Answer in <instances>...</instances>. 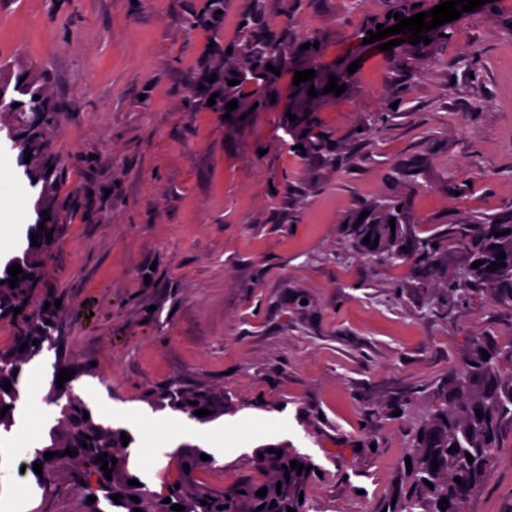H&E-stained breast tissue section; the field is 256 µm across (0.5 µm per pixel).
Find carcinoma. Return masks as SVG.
Segmentation results:
<instances>
[{"mask_svg":"<svg viewBox=\"0 0 512 512\" xmlns=\"http://www.w3.org/2000/svg\"><path fill=\"white\" fill-rule=\"evenodd\" d=\"M387 12L399 13L411 17L427 12L442 0H387ZM226 0H204L199 10L192 12L187 20L191 28H215L224 10ZM264 0H248V8L241 14L235 39L229 43L213 42L207 59L201 63L198 71L190 80L191 92L185 101L189 111L207 106L211 94H217L215 104L210 107L214 112L225 111V105L235 100L236 111L249 112L251 108L261 110L271 104V99H280L282 94V75L307 69L315 70V77L296 86L288 83L289 103L286 111L297 116L290 121L283 116V125L293 145L303 146L294 153L305 161L316 160L325 167H334L338 161L340 141L333 133L322 127L317 112L319 104L334 97V93H323L329 82V75L338 78V84L349 80L347 63L339 61L333 65H319L317 60L322 48L301 49L307 42L315 43L318 37L308 35L302 38L293 36L291 29L285 28L279 33L269 29L263 10ZM388 28L397 24L394 18L371 16L358 29L360 39L369 37L367 31L376 30V25ZM454 23H446L422 35L432 39L429 44L419 42L413 46L409 42L392 47L390 59L405 70L412 69V61L419 58L427 48L448 43L454 36ZM232 52H227V49ZM279 69L280 75L266 69V64ZM216 80L209 83L210 75ZM239 80V84L230 86L229 80ZM318 92L315 97L307 94L309 87ZM20 102L17 108L13 102ZM58 106L50 99L37 74H27L24 82L12 78L10 67H0V114L5 113L26 127V136L19 141L22 151L32 152L27 174L32 179L43 181L51 186L54 172V158L48 152L44 141L46 130L57 122ZM307 135H302V132ZM402 201L396 197L378 199L363 205L347 218V236H355L352 247L364 257L377 260L376 250L388 249L383 265L392 267L396 261L406 258L422 269H435L437 255L445 243L462 245L470 251V263L448 281V299L455 302L467 297L471 287L482 286L499 304L512 306V223L494 224H456L444 235L419 237L413 234L409 226L402 224L404 211L397 210ZM369 215L364 218L365 225L351 230L349 225L355 222L362 212ZM395 219V228H390V219ZM504 229L509 233L494 236ZM62 230L60 224H35L30 234L39 237L38 245L28 246L23 257L13 260L23 269V277L17 286H9L11 279L8 270L0 273V317L14 322L16 333L11 344L0 348V409L7 408L5 416H0V430L11 431L16 422L20 397V384L25 366L38 356L44 347H52L56 342V330L63 323L64 308L55 306V299L48 297L49 308L44 303L32 305L33 292L38 288L44 269L43 258L49 256L55 239ZM52 238H47V234ZM369 243H364V237ZM503 252L505 265L494 270L488 266L498 261L497 253ZM483 261L479 267L472 262ZM22 312L14 314V309ZM28 343V349L19 348ZM483 346L473 344L467 351L463 365L457 369L448 381L437 387L435 406L421 418L413 429V437L406 456L410 458L412 469L402 467L390 482L388 491L378 509L387 512H465V505L471 493L486 482L497 461L499 448L502 447L504 427L512 423V370L504 368V362L512 364V346L502 348L499 353H489L483 359ZM10 381V391L1 384ZM147 401L155 408H170L200 422L214 420L224 415V395L203 385L186 387L177 382L155 388L146 395ZM48 405L59 408L56 424L49 430V441L33 450L30 459L22 461L26 465L24 474L35 480L42 496H47L56 488L61 477L80 491L88 512H173L171 505L184 506L183 512H287L291 507L296 512H309V500L306 492L314 471L297 473L290 468L295 460L304 466H314L312 460L284 445L263 446L253 456L258 476L236 480L231 486L218 489L201 481L197 473L212 464L203 461L200 454L204 450L194 446H182L171 454L168 467L175 469V475L165 477L160 490H152L136 473V462L132 457V434H127L130 444L125 446L121 440L123 429L108 426L94 416L83 418V412L90 411L88 405L77 395L66 394V390L54 385L43 397ZM205 408L211 414L204 417L195 415V411ZM481 416H476V411ZM87 446H82V443ZM457 450L450 453L451 446ZM76 452L71 457L66 449ZM282 455H277V451ZM48 451L55 456L47 460ZM116 458V465H108L112 470V479H107L100 470L103 462L101 455ZM473 461H467L466 455ZM437 459V470H432V459ZM42 464V474L34 473L33 464ZM188 468H183V465ZM290 479H285V473ZM459 477L462 484L454 478ZM135 479L140 486H131L128 481ZM281 489H276V483ZM433 487H428V484ZM267 488L263 497L256 495L261 488ZM120 494V503H115L112 495ZM96 497V502L88 497ZM136 496L139 501L131 500ZM170 498V503L163 500ZM448 499L445 509L439 508L441 498ZM207 504H201V501ZM275 507H270V504Z\"/></svg>","mask_w":512,"mask_h":512,"instance_id":"1","label":"carcinoma"}]
</instances>
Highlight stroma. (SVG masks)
<instances>
[{"instance_id":"35a3bbf8","label":"stroma","mask_w":512,"mask_h":512,"mask_svg":"<svg viewBox=\"0 0 512 512\" xmlns=\"http://www.w3.org/2000/svg\"><path fill=\"white\" fill-rule=\"evenodd\" d=\"M201 2L0 0V64L41 74L60 108L48 189L29 183L0 116V199L19 227L0 238V269L22 256L38 210L63 226L35 296L61 299L64 336L22 385L40 398L57 361L85 366L72 393L129 427L153 489L181 415L146 392L209 386L224 395L213 421L224 458L201 479L230 486L254 475L257 448L282 444L318 470L310 512H376L470 339L512 342V306L476 289L452 317L422 315L467 250L449 246L428 277L361 258L343 226L396 195L421 237L512 218V0L473 11L407 83L355 35L385 0H301L294 30L320 38L322 62L360 59L318 112L346 150L325 173L289 151L287 98L243 118L184 109L191 75L212 40L234 37L247 0H228L216 29L189 30ZM381 114L379 130L356 137ZM46 436H0V512H85L68 481L45 497L17 476ZM466 512H512V426Z\"/></svg>"}]
</instances>
